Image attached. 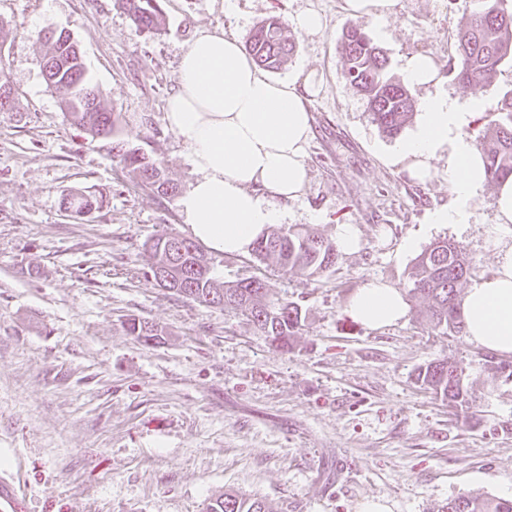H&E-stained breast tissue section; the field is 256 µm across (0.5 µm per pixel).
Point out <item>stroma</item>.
Masks as SVG:
<instances>
[{"instance_id": "stroma-1", "label": "stroma", "mask_w": 512, "mask_h": 512, "mask_svg": "<svg viewBox=\"0 0 512 512\" xmlns=\"http://www.w3.org/2000/svg\"><path fill=\"white\" fill-rule=\"evenodd\" d=\"M166 24L135 32L118 0H0V62L16 101L0 112V474L22 486L19 512H202L227 492L262 497L278 512H441L458 494L512 490V379L500 357L430 329L413 300L396 325L368 328L346 311L349 296L380 280L404 288L421 251L458 243L473 278L494 267L487 228L496 186L469 204L467 226L435 224L450 202L446 160L426 182L387 163L397 139L372 123L343 75L338 43L365 29L401 80L410 55L446 64L466 22L467 0H398L384 27L351 16L345 0H162ZM314 10L322 34L295 33L296 50L269 76L320 81L311 98L308 181L285 205L283 228L336 241L354 225L361 246L315 276H280L253 255L207 252L227 284L258 277L297 302L291 351L272 347L232 310L172 296L151 275L149 242L185 235L177 195L140 186L116 143L160 158L179 193L194 175L164 119L180 56L204 30L247 39L262 20ZM66 30L116 119L111 136L76 126L62 91L42 73V35ZM512 89V62L491 82L448 75L413 88L468 105ZM80 192L99 208L74 216L61 199ZM163 334L146 345L124 323ZM461 364L476 406H448L416 381L420 367Z\"/></svg>"}]
</instances>
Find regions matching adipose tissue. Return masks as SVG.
<instances>
[{
    "label": "adipose tissue",
    "instance_id": "adipose-tissue-1",
    "mask_svg": "<svg viewBox=\"0 0 512 512\" xmlns=\"http://www.w3.org/2000/svg\"><path fill=\"white\" fill-rule=\"evenodd\" d=\"M177 90L165 121L186 147L195 174L178 207L189 235L210 250L242 255L281 223L278 202L297 197L307 182L305 149L311 133L308 96L313 78L282 82L262 74L235 37L223 30L199 33L181 55ZM481 101L463 108L450 99L421 100L413 130L390 154V165L411 177H432L448 161L453 206L437 212L439 224L466 223V205L486 181L480 152L466 136ZM512 177L499 184L496 222L487 231L495 252L492 273L465 292L461 307L468 340L512 356ZM349 315L370 328L403 320L408 312L399 288L371 281L347 303Z\"/></svg>",
    "mask_w": 512,
    "mask_h": 512
}]
</instances>
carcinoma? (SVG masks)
<instances>
[{"label":"carcinoma","mask_w":512,"mask_h":512,"mask_svg":"<svg viewBox=\"0 0 512 512\" xmlns=\"http://www.w3.org/2000/svg\"><path fill=\"white\" fill-rule=\"evenodd\" d=\"M130 14L135 31L156 33L163 24L160 0H119ZM42 73L48 87L65 92L63 106L73 123L96 136H109L115 126L113 112L90 83L75 41L51 30L45 37ZM295 48L285 22L269 17L250 32L247 49L255 63L277 69ZM339 52L344 77L366 100L372 121L386 136H398L413 114L414 101L408 88L387 77V58L369 35L351 25L343 32ZM512 57V3L509 0H471L466 24L456 35V56L448 75L464 85L492 80L497 68ZM487 124L480 137V151L486 162L487 178L493 183L512 176V93L504 95L486 112ZM125 168L137 183L170 195L176 186L167 177L161 160L135 149L120 154ZM62 205L75 216L96 208V202L82 193L64 196ZM195 241L172 234L157 237L153 267L163 263L180 269L181 283L172 295L207 306L240 312L270 345L286 352L292 348L301 327V308L293 301L275 296L261 279H246L226 285L219 282ZM252 253L271 263L285 276H317L336 263L337 248L312 229L280 230L259 240ZM471 274V263L455 242L438 239L415 258L409 273L407 295L428 304L426 322L444 336H461L466 322L461 308V288ZM127 333L144 344L157 341L162 331L146 321L130 318ZM417 383L448 403L469 407L475 399L463 367L448 359L434 360L418 369ZM203 512H277L261 497L224 493L209 500ZM441 512H512V499L460 494L448 499Z\"/></svg>","instance_id":"carcinoma-1"}]
</instances>
